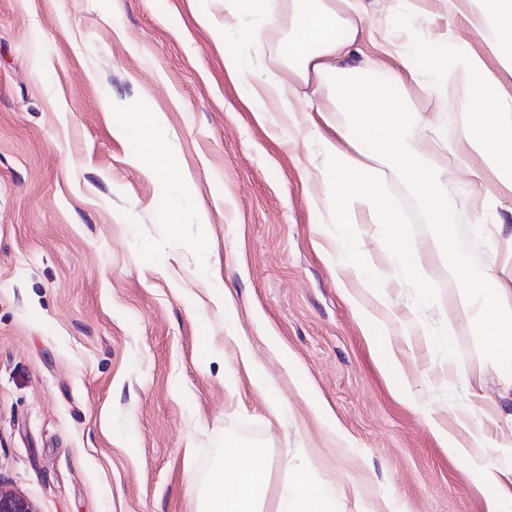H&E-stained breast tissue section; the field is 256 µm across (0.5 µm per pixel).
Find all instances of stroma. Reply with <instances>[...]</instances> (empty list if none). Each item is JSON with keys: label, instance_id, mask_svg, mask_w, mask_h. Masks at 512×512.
Here are the masks:
<instances>
[{"label": "stroma", "instance_id": "35a3bbf8", "mask_svg": "<svg viewBox=\"0 0 512 512\" xmlns=\"http://www.w3.org/2000/svg\"><path fill=\"white\" fill-rule=\"evenodd\" d=\"M423 7L424 21L411 0H363L348 64L411 89L424 74L405 47L481 56L480 74L443 73L420 98L452 136L490 106L486 86L512 96V71L467 22L487 0ZM243 26L224 0H0V482L39 512H200L240 444L271 463L266 512L305 478L335 512H487L482 470L512 493V422L493 417L506 367L471 321L476 286L495 275L472 225L480 190L512 225V189L485 152L417 142L448 192L456 268L393 167L400 244L363 216L314 223L320 140L367 113L338 109L344 72L306 101L280 54L287 28L258 52ZM228 47L283 78L307 133L289 134L225 72ZM407 256L422 258L429 298ZM348 258L414 337L344 299ZM388 352L409 392L380 367ZM470 446L473 461L459 454Z\"/></svg>", "mask_w": 512, "mask_h": 512}]
</instances>
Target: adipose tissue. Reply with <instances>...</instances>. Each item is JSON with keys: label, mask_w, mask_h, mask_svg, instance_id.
<instances>
[{"label": "adipose tissue", "mask_w": 512, "mask_h": 512, "mask_svg": "<svg viewBox=\"0 0 512 512\" xmlns=\"http://www.w3.org/2000/svg\"><path fill=\"white\" fill-rule=\"evenodd\" d=\"M224 7L251 19L242 36L255 43L261 40L262 28L275 30L290 22L281 55L289 67L318 84L335 75L338 61L350 55L358 37L353 0H224ZM224 69L234 75L248 74L251 94L270 103L289 131L304 132V119L293 109L274 74L261 68L246 71L243 59L233 51L225 52ZM341 99L347 108L361 102L368 107L371 117L360 125V137L380 159L394 161L408 174L409 185L430 222L440 229L443 260L448 266H457L461 255L448 231V195L437 174L422 165L412 151L414 140L427 137L428 126L379 87L369 93L361 84L346 83L341 87ZM460 137L471 149L490 153L501 180L512 187V98L499 99L493 108L479 113L461 129ZM323 153L318 174L328 189L325 203L334 209L338 223H355L363 214L370 223L385 226L392 240H401L405 216L397 200L388 194L382 171L331 141L325 142ZM474 320L489 352L511 359L512 278L495 281L491 288L482 290ZM235 453L237 466L215 471L208 482L207 512H262L268 460L248 447H237Z\"/></svg>", "instance_id": "obj_1"}]
</instances>
